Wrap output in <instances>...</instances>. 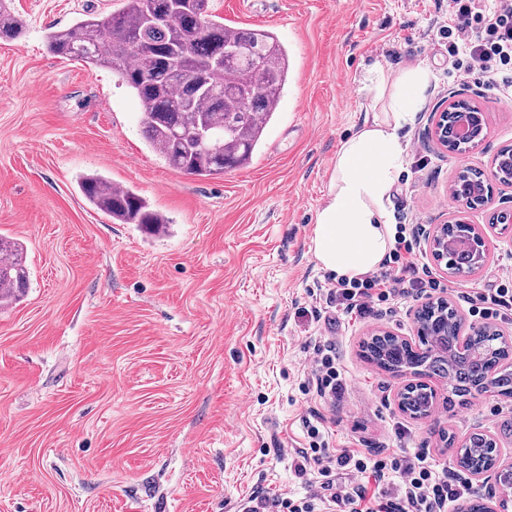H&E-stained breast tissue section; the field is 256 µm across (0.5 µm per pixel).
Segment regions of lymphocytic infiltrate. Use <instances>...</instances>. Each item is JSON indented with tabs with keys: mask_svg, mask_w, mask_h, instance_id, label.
Listing matches in <instances>:
<instances>
[{
	"mask_svg": "<svg viewBox=\"0 0 512 512\" xmlns=\"http://www.w3.org/2000/svg\"><path fill=\"white\" fill-rule=\"evenodd\" d=\"M448 53L456 70L479 73L488 91L512 90V0H448ZM415 231L399 228L380 269L353 280H338L328 289L323 306L313 309L314 320H324L338 308L364 320L376 316L397 298L433 296L447 287L422 263ZM471 316L488 320L512 317V279L502 278L492 288L462 293ZM308 368L315 393L324 401L343 398L347 383L338 366L336 346L326 338L308 345ZM306 447L293 458L297 477L316 470V489L302 498L270 496L256 491L240 512H454L455 504L471 494L472 483L437 470L427 453L413 456L376 454L357 450L329 451L326 419L319 413L305 418Z\"/></svg>",
	"mask_w": 512,
	"mask_h": 512,
	"instance_id": "f902f5d3",
	"label": "lymphocytic infiltrate"
}]
</instances>
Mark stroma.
Segmentation results:
<instances>
[{"instance_id": "obj_1", "label": "stroma", "mask_w": 512, "mask_h": 512, "mask_svg": "<svg viewBox=\"0 0 512 512\" xmlns=\"http://www.w3.org/2000/svg\"><path fill=\"white\" fill-rule=\"evenodd\" d=\"M23 36L0 40V234L22 243L30 270L20 303L0 308V512H235L254 491L304 496L288 451L303 447L316 406L299 385L303 345L325 335L308 309L328 273L309 250L336 155L365 113L389 111L401 75L421 69L418 109L398 134L403 170L390 192L407 223L433 230L459 208L455 155L431 136L450 100L475 102L486 136L466 156L488 172L512 145V95L459 75L448 54V0H210L226 24L274 33L288 82L252 162L218 177L169 167L148 144L136 98L107 68L47 50L50 33L118 0H12ZM388 77L361 93L367 69ZM99 173L172 220L151 236L116 224L83 197ZM512 187L494 184L468 212L486 242L483 267L459 292L512 274ZM419 304L371 321L337 314L344 398L320 405L334 449L410 455L456 470L441 432L495 437L512 458V399L473 393L423 419L396 396L407 376L365 360L376 331L414 337Z\"/></svg>"}]
</instances>
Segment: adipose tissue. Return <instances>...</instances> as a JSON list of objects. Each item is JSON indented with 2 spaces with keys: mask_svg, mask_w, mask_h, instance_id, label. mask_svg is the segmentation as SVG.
Segmentation results:
<instances>
[{
  "mask_svg": "<svg viewBox=\"0 0 512 512\" xmlns=\"http://www.w3.org/2000/svg\"><path fill=\"white\" fill-rule=\"evenodd\" d=\"M422 79L419 71L410 72L390 120L364 118L338 153L334 184L311 237L318 263L338 277L353 279L377 268L389 250L388 203L404 154L397 130L415 108L412 91Z\"/></svg>",
  "mask_w": 512,
  "mask_h": 512,
  "instance_id": "1",
  "label": "adipose tissue"
}]
</instances>
